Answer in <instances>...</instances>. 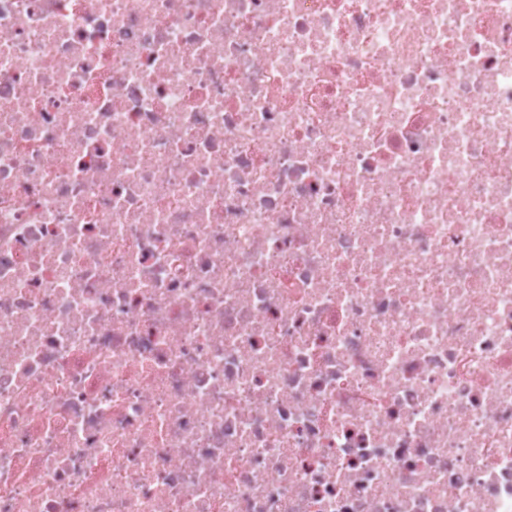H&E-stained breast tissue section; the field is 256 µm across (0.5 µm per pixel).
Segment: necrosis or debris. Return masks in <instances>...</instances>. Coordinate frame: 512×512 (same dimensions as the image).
<instances>
[{"instance_id":"4bbe7bcc","label":"necrosis or debris","mask_w":512,"mask_h":512,"mask_svg":"<svg viewBox=\"0 0 512 512\" xmlns=\"http://www.w3.org/2000/svg\"><path fill=\"white\" fill-rule=\"evenodd\" d=\"M0 512H512V0H0Z\"/></svg>"}]
</instances>
